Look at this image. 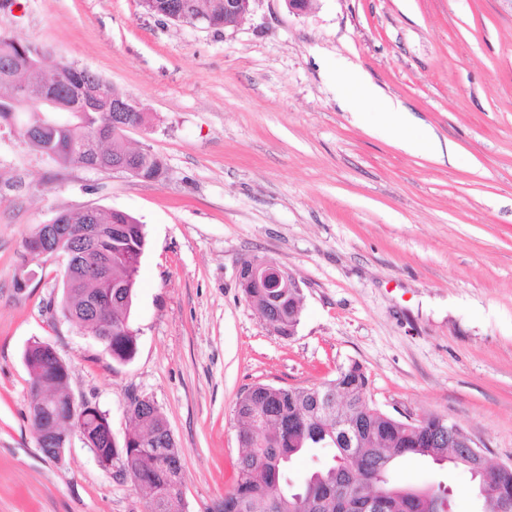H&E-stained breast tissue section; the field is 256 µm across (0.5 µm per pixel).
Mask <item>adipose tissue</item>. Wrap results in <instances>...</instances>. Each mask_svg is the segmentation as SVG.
Returning <instances> with one entry per match:
<instances>
[{"label":"adipose tissue","instance_id":"obj_1","mask_svg":"<svg viewBox=\"0 0 512 512\" xmlns=\"http://www.w3.org/2000/svg\"><path fill=\"white\" fill-rule=\"evenodd\" d=\"M342 71V93L354 109L352 117L355 121L365 118L361 105H372L377 110V121L373 126L376 133L395 136L398 146L407 152L440 162L455 161L457 149L452 142L440 140L430 125L417 118L400 101L384 95L359 66L346 65Z\"/></svg>","mask_w":512,"mask_h":512}]
</instances>
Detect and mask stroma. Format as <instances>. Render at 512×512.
Wrapping results in <instances>:
<instances>
[{"instance_id": "obj_1", "label": "stroma", "mask_w": 512, "mask_h": 512, "mask_svg": "<svg viewBox=\"0 0 512 512\" xmlns=\"http://www.w3.org/2000/svg\"><path fill=\"white\" fill-rule=\"evenodd\" d=\"M0 31L45 47L135 100L125 143L160 156L142 181L62 168L0 129V512H147L134 481L80 438L62 460L28 420L23 353L49 344L76 400L109 415L154 401L183 450L187 512L232 490L235 403L256 384L313 387L361 365L367 401L471 433L512 464V0H252L220 33L144 13L139 0H20ZM354 64L458 147L440 164L356 124L339 67ZM126 212L144 224L130 322L137 351L113 362L61 311L64 261L26 241L59 212ZM298 278L293 336L273 332L240 286L243 263ZM395 482L440 483L478 512L470 475L413 457Z\"/></svg>"}]
</instances>
